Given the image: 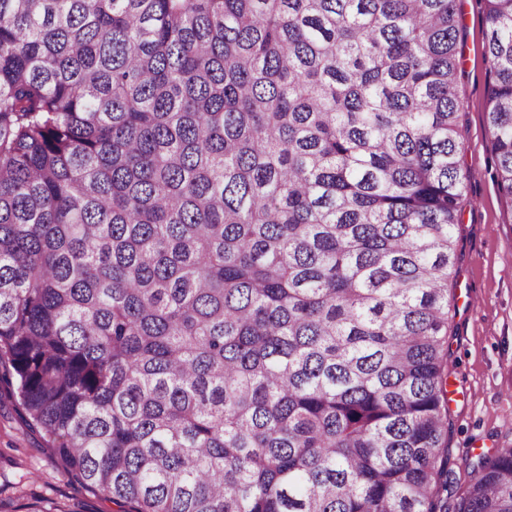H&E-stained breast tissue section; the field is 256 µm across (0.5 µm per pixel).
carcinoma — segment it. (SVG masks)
<instances>
[{
    "label": "carcinoma",
    "instance_id": "carcinoma-1",
    "mask_svg": "<svg viewBox=\"0 0 512 512\" xmlns=\"http://www.w3.org/2000/svg\"><path fill=\"white\" fill-rule=\"evenodd\" d=\"M458 32V0H0V382L73 479L121 512H448ZM453 512H512V448Z\"/></svg>",
    "mask_w": 512,
    "mask_h": 512
}]
</instances>
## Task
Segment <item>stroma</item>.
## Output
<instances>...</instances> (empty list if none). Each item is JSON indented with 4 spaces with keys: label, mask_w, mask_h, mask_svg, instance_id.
Masks as SVG:
<instances>
[{
    "label": "stroma",
    "mask_w": 512,
    "mask_h": 512,
    "mask_svg": "<svg viewBox=\"0 0 512 512\" xmlns=\"http://www.w3.org/2000/svg\"><path fill=\"white\" fill-rule=\"evenodd\" d=\"M456 91L462 160L456 276L448 298L450 478L465 487L480 453L512 447V212L501 196L487 121L485 0H459ZM0 512H119L110 497L69 477L43 435L0 384Z\"/></svg>",
    "instance_id": "35a3bbf8"
}]
</instances>
